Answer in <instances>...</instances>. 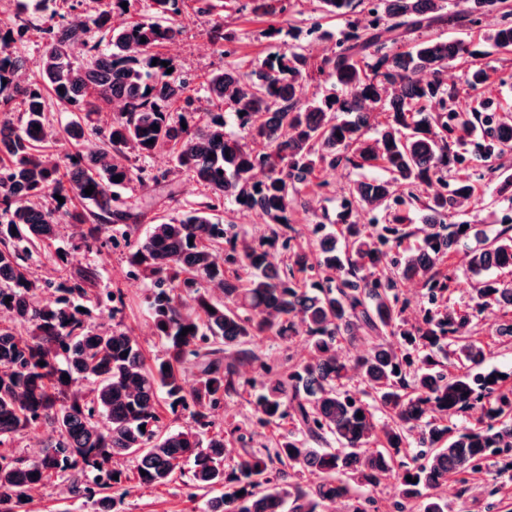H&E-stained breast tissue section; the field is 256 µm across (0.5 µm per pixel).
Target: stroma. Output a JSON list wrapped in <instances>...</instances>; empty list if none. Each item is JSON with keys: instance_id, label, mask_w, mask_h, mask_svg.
<instances>
[{"instance_id": "obj_1", "label": "stroma", "mask_w": 512, "mask_h": 512, "mask_svg": "<svg viewBox=\"0 0 512 512\" xmlns=\"http://www.w3.org/2000/svg\"><path fill=\"white\" fill-rule=\"evenodd\" d=\"M215 16L224 21L225 33L232 39L227 43L228 57H220L214 50L208 31L213 23L209 16L190 17L187 34L168 44L164 53L178 69L203 74L228 62L241 70L252 69L267 55L271 42L265 32L270 25L268 18L254 14L247 6L248 0H215ZM480 63L492 75L494 83L485 94L467 98L468 107H476L482 96L494 98L501 107H512V52H496L482 57ZM372 168L363 172L352 169H326L316 175L318 185L298 201L294 214V227L298 240L305 248L313 243L308 226L314 218L335 219L339 205L351 180L380 176ZM512 174V153L493 162H472L464 175L474 184L476 192L462 212L453 214V222L466 221L482 226L497 227L512 220V194L501 189L505 176ZM465 248H458L443 258L439 265L442 273L452 275L453 281L440 304L441 309L467 311L476 302L477 280L467 270ZM76 266L95 268L99 274L98 291L120 290L124 302L123 312L111 316L109 311L94 313V325L104 328L121 324L131 331L147 356H154L159 348L153 334L152 322L146 307L148 288L138 277L130 275L123 248L108 247L99 251L79 253ZM505 311L487 310L471 324L474 338L481 340L487 349L486 368L512 371V338L499 335L500 324L511 318ZM267 369L253 368V378L266 382L275 380L279 371L306 357L308 345L304 337L288 343L266 341L261 346ZM216 430L232 435L231 450L240 452L242 447L271 448L278 436L277 429L260 428L255 424L254 410L248 394L225 398L222 407L214 413ZM226 458L225 468H232L234 460ZM124 487L129 490L121 512H203V498L191 497L192 476L183 472L174 481L157 486H139L134 478L133 459L118 461ZM30 512H91L90 504L71 497L64 486L49 482L36 491L29 505Z\"/></svg>"}]
</instances>
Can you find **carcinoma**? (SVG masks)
Segmentation results:
<instances>
[{
	"mask_svg": "<svg viewBox=\"0 0 512 512\" xmlns=\"http://www.w3.org/2000/svg\"><path fill=\"white\" fill-rule=\"evenodd\" d=\"M188 1L197 15L215 9L213 0H148L152 18L143 20L121 7L131 0H59L40 25L19 9L0 20V317L9 320L0 323V512H22L52 479L89 499L94 512H117L128 490L113 479L120 472L112 462L127 456L137 459L141 486L166 485L191 462L194 488L210 494L205 512H331L338 502L369 512L375 500L360 488L374 490L393 475L388 512H411L412 503L418 512H448L438 495L448 479L466 486L492 466L495 477L512 478V374L483 369L485 347L470 334L488 307L512 311V285L485 276L512 273V225L490 234L445 221L475 191L466 178L448 185V172L473 155L488 161L512 150L511 113L490 98L480 110L458 101L488 84L478 64L488 48L512 50L508 0H464L452 12L446 0H319L325 18L360 7L372 20L349 22L318 62L292 43L248 72L227 65L200 79L161 52L184 33ZM250 2L272 19L295 6ZM491 11L503 23L484 36L485 50L456 36L407 40L444 26L469 31ZM115 14L124 17L118 25ZM37 27L47 48L39 75L26 78L12 45ZM77 49L82 64L73 62ZM455 63L465 64L462 91L444 78ZM314 71L342 95L309 91ZM198 86L204 108L196 106ZM50 96L71 112L66 125L50 124ZM114 99L124 101L119 112L99 106ZM226 105L238 134L226 130ZM163 150L207 190L206 200L135 238L148 216L122 190L132 183L148 190L169 172L153 174L131 159ZM340 165L379 167L386 176L350 185L338 214L343 247L322 221L309 225L315 250L291 244L295 205L315 171ZM229 197L261 220V235L215 218ZM381 210L358 222L360 212ZM63 223L81 226L67 249L58 246ZM111 224L124 226L121 239L108 234ZM419 233L421 244L397 256ZM109 243L123 246L130 272L147 280L161 345L151 358L121 327L89 322L94 307L120 313L122 295L89 297L98 274L72 268L71 258ZM460 245L479 277L480 302L463 314L435 311L452 281L438 263ZM40 251L56 280L31 271ZM391 267L427 290L428 307L412 320L385 274ZM48 289L58 293L52 304L42 298ZM365 333L371 346L356 369L368 402L344 389L349 368L337 354L342 339ZM298 336L306 359L259 387L244 378L255 364L267 367L258 341ZM448 353L455 374L445 370ZM191 370L197 382L188 391ZM248 387L259 426L289 420L292 429L227 471L230 450L223 434L210 432L212 416ZM163 399L191 424L163 428ZM474 408L483 414L479 426L452 422ZM377 411L389 422L378 425ZM41 425L52 432L41 453L15 455V436Z\"/></svg>",
	"mask_w": 512,
	"mask_h": 512,
	"instance_id": "carcinoma-1",
	"label": "carcinoma"
}]
</instances>
